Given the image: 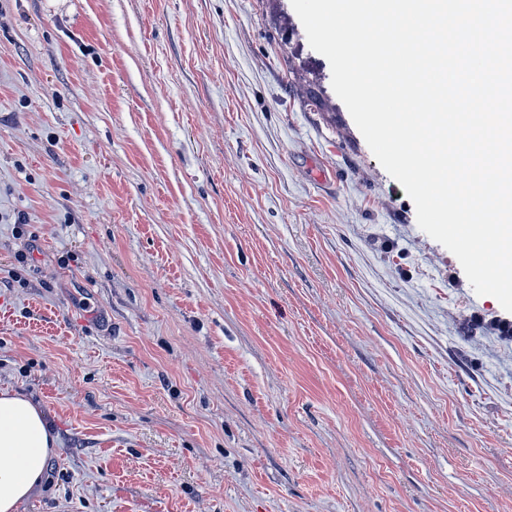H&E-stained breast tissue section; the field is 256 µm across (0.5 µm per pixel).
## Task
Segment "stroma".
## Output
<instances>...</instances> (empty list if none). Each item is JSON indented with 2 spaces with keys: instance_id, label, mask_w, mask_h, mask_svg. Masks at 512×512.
<instances>
[{
  "instance_id": "35a3bbf8",
  "label": "stroma",
  "mask_w": 512,
  "mask_h": 512,
  "mask_svg": "<svg viewBox=\"0 0 512 512\" xmlns=\"http://www.w3.org/2000/svg\"><path fill=\"white\" fill-rule=\"evenodd\" d=\"M507 321L291 0H0L18 512H512ZM55 444L40 405L20 392L0 390V512H17L41 484Z\"/></svg>"
}]
</instances>
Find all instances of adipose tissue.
<instances>
[{
  "label": "adipose tissue",
  "instance_id": "obj_1",
  "mask_svg": "<svg viewBox=\"0 0 512 512\" xmlns=\"http://www.w3.org/2000/svg\"><path fill=\"white\" fill-rule=\"evenodd\" d=\"M55 444L40 405L14 390H0V512H17L41 484Z\"/></svg>",
  "mask_w": 512,
  "mask_h": 512
}]
</instances>
